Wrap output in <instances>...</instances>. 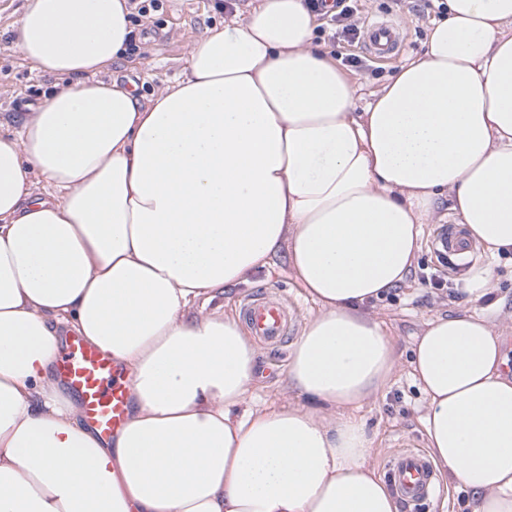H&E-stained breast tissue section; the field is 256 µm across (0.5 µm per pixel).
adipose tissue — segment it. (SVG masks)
Masks as SVG:
<instances>
[{
  "label": "adipose tissue",
  "instance_id": "adipose-tissue-1",
  "mask_svg": "<svg viewBox=\"0 0 512 512\" xmlns=\"http://www.w3.org/2000/svg\"><path fill=\"white\" fill-rule=\"evenodd\" d=\"M445 7L359 111L305 0L234 9L146 104L109 74L130 0H27L15 46L69 82L0 135V512H398L361 410L404 366L438 487L512 512L498 316L428 318L404 360L376 311L441 202L512 252V0ZM279 255L318 307L308 402L255 408L259 348L209 305ZM71 333L131 373L112 445L53 375Z\"/></svg>",
  "mask_w": 512,
  "mask_h": 512
}]
</instances>
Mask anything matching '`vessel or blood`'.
<instances>
[{"label":"vessel or blood","instance_id":"vessel-or-blood-1","mask_svg":"<svg viewBox=\"0 0 512 512\" xmlns=\"http://www.w3.org/2000/svg\"><path fill=\"white\" fill-rule=\"evenodd\" d=\"M397 46L389 26L371 27L366 49L374 59L392 58ZM433 248L449 267L459 271L466 267L470 247L458 228H445ZM243 320L253 338L264 345H282L292 331L287 305L266 290L247 300ZM57 372L63 384L77 394L89 425L101 439L114 437L125 425L130 407L131 385L124 367L81 336L71 335L58 357ZM385 469L390 489L406 512H422L436 493L435 470L425 454L414 448L394 449Z\"/></svg>","mask_w":512,"mask_h":512}]
</instances>
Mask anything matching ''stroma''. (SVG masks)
Wrapping results in <instances>:
<instances>
[{"mask_svg":"<svg viewBox=\"0 0 512 512\" xmlns=\"http://www.w3.org/2000/svg\"><path fill=\"white\" fill-rule=\"evenodd\" d=\"M23 5L24 0H0L1 134L15 131L21 113L36 108L54 82L52 76L27 61L12 42L11 28ZM132 6L135 48L113 63L112 71L123 80L133 81L138 97L145 102L156 90L174 83L186 66L191 48L209 29L223 27L224 11L217 0H133ZM351 6L350 21L359 30L357 36L335 31L323 19L316 31L318 43L359 85L356 104L361 107L368 93L379 88L403 59L422 54L428 27L440 13L435 0H352ZM374 22L395 25L403 39L398 54L385 62L374 60L365 49L364 34ZM438 230V225H426L425 241L408 283L394 289L376 308L402 354L408 352L426 318L458 313L472 305L459 290L456 274L439 264L432 249L431 241ZM260 288L276 291L293 307L296 322H303L317 310L280 257L270 268L252 273L246 284L214 299L213 304L226 313L240 314L247 298ZM291 350L287 344L276 355L261 351L254 406L295 400V392L285 386ZM362 413L376 447L389 449L402 443L425 447L423 397L408 370H400L379 400L364 407Z\"/></svg>","mask_w":512,"mask_h":512,"instance_id":"obj_1","label":"stroma"}]
</instances>
